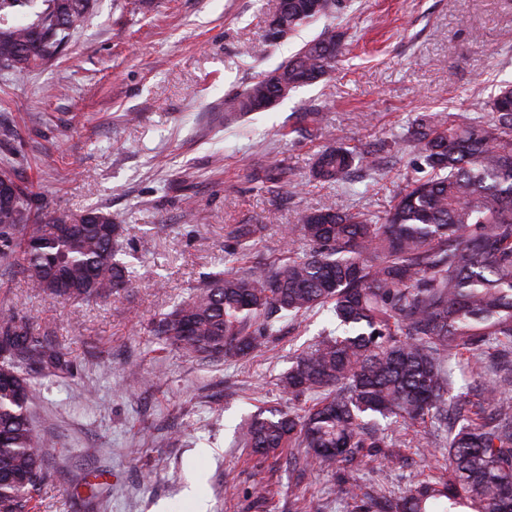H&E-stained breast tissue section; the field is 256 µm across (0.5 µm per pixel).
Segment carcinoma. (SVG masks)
<instances>
[{
  "label": "carcinoma",
  "instance_id": "obj_1",
  "mask_svg": "<svg viewBox=\"0 0 512 512\" xmlns=\"http://www.w3.org/2000/svg\"><path fill=\"white\" fill-rule=\"evenodd\" d=\"M90 0H43L29 24L11 16L28 0H0V67L30 70L51 60L89 10ZM339 0H279L277 12L293 35L333 14ZM344 51L343 34L328 25L296 53L226 102L248 114L253 101L285 81L292 90L331 70ZM485 119L427 112L406 134L426 175L412 178L377 219L345 195L335 207L305 214L289 228L310 243L302 257L255 266L246 274L218 272L186 301L163 314L155 335L187 353L242 360L281 335L285 317L328 307L342 334H326L302 350L280 378L283 392L308 407L250 416L242 427L252 453L275 457L307 449L320 468H349L345 492L354 512H374L353 472L375 448L389 447L380 421L429 422L448 432L444 472L401 492L394 512H512V401L475 381L478 411L451 395V363L480 344L512 345V85L485 100ZM377 160L343 146L320 151L312 177L345 182L354 164ZM0 259L46 296L96 301L131 283L116 258L122 228L112 214L89 219L66 235L73 216L34 209L32 192L0 162ZM263 183H288V168L264 170ZM264 224L226 228L242 253L260 241ZM29 365L65 377L69 352L39 335L24 318L0 312V512H29L48 479L43 448L29 423Z\"/></svg>",
  "mask_w": 512,
  "mask_h": 512
}]
</instances>
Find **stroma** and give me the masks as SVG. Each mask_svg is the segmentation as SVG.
Instances as JSON below:
<instances>
[{
    "label": "stroma",
    "instance_id": "obj_1",
    "mask_svg": "<svg viewBox=\"0 0 512 512\" xmlns=\"http://www.w3.org/2000/svg\"><path fill=\"white\" fill-rule=\"evenodd\" d=\"M279 0H92L62 52L23 72L0 71V159H10L38 208L110 212L130 287L81 303L36 294L0 268V310L30 320L67 348L71 378L30 371L33 431L51 441L48 481L33 512H351L332 472L287 460L257 466L238 424L289 404L279 387L289 360L335 331L329 311L289 320L282 336L239 361L197 357L164 344L153 322L201 288L209 274L243 272L302 256L289 235L302 214L334 206L342 191L383 215L415 177L405 133L423 112L473 119L512 84V0H342L328 21L270 46L266 23ZM344 32L346 53L326 79L274 107L231 116L224 103L312 39L324 24ZM318 113L319 123L300 121ZM382 159L353 170L346 187L308 177L333 142ZM280 164L284 186L257 176ZM263 224L238 255L225 229ZM495 348L464 352L454 390L497 382ZM359 473L368 497L394 498L442 462L446 435L387 427ZM268 480L262 506L247 492Z\"/></svg>",
    "mask_w": 512,
    "mask_h": 512
}]
</instances>
